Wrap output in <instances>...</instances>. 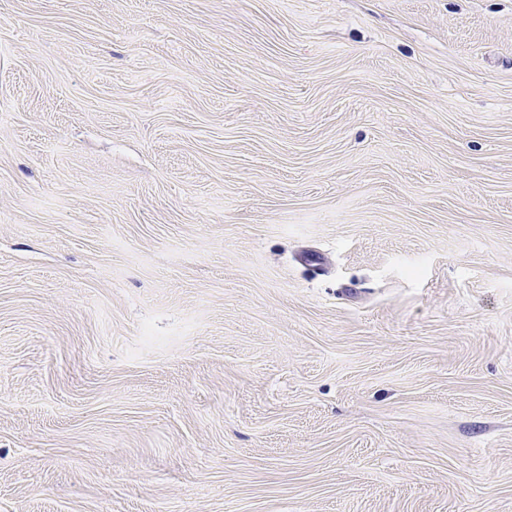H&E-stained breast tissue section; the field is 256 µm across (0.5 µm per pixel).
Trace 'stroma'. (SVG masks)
<instances>
[{
    "label": "stroma",
    "instance_id": "35a3bbf8",
    "mask_svg": "<svg viewBox=\"0 0 512 512\" xmlns=\"http://www.w3.org/2000/svg\"><path fill=\"white\" fill-rule=\"evenodd\" d=\"M0 512H512V0H0Z\"/></svg>",
    "mask_w": 512,
    "mask_h": 512
}]
</instances>
